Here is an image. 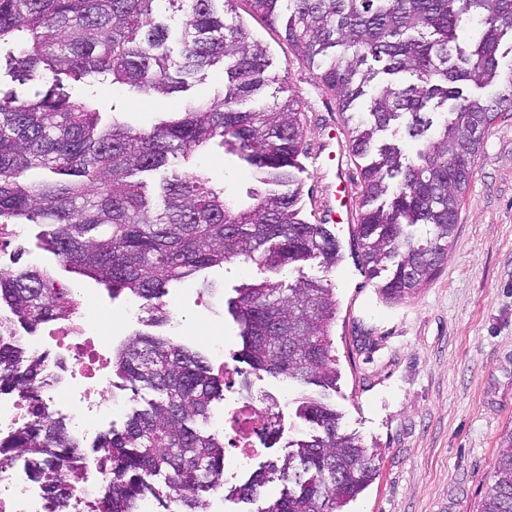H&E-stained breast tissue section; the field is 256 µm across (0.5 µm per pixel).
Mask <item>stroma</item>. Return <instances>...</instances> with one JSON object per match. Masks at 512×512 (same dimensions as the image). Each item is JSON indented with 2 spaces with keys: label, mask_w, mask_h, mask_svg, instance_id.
<instances>
[{
  "label": "stroma",
  "mask_w": 512,
  "mask_h": 512,
  "mask_svg": "<svg viewBox=\"0 0 512 512\" xmlns=\"http://www.w3.org/2000/svg\"><path fill=\"white\" fill-rule=\"evenodd\" d=\"M239 20L269 52L276 81L265 101L295 98L302 110L303 153L294 171L301 185L300 217L313 222L314 209L332 185L330 169L312 166L308 156L326 141L330 126L349 141L368 98L340 111L322 85L318 68L295 57L282 26L254 14L248 0H236ZM74 99L91 98L102 112L119 111L130 123L150 127L173 111L174 99L136 103L109 85L72 88ZM196 165L215 183L241 193L254 183L246 162L211 148ZM38 225L18 239H0V270L50 267L59 283L123 306L131 294H111L93 280L71 273L46 251ZM339 259L296 263L279 274L282 283L318 279L337 300L332 355L335 389L291 382L252 370L241 358L242 338L227 308L244 283L263 277L257 265L236 261L204 270L177 285L187 324L215 322L224 336V359L233 371L227 390L286 405L291 436L269 443L241 467L219 495L226 512H252L235 487L288 453L297 439L313 435L296 412L300 398L324 396L341 413L342 431L356 433L376 449L378 475L344 512H478L497 462L501 437L512 429V115L486 133L468 192L459 209L455 240L432 280L416 293L393 300L384 277L370 275L347 225L333 226ZM220 361V362H223ZM220 362L210 361V368Z\"/></svg>",
  "instance_id": "stroma-1"
}]
</instances>
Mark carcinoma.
Instances as JSON below:
<instances>
[{"label":"carcinoma","mask_w":512,"mask_h":512,"mask_svg":"<svg viewBox=\"0 0 512 512\" xmlns=\"http://www.w3.org/2000/svg\"><path fill=\"white\" fill-rule=\"evenodd\" d=\"M160 0H0V70L33 87L25 98L0 89V225L43 224L44 248L70 272L116 294L124 290L159 312L177 282L231 261L279 272L320 257L333 267L339 245L324 224L297 218L301 193L293 169L303 152L301 109L293 97L258 100L275 81L266 49L229 17L234 0H166L182 18L180 59L172 60ZM270 25L285 23L294 54L321 69L320 80L344 111L370 97L369 119L350 137L351 152L373 155L362 169L356 235L371 274L391 268L383 285L401 299L436 274L454 240L483 138L512 112V63L501 40L512 37V0H249ZM470 29L463 47L458 31ZM228 83L208 105L187 103L150 129L113 116L72 85L92 77L150 99L182 92L188 79L217 64ZM496 82L480 99L464 87ZM400 120L419 142L413 156L375 136ZM217 147L255 169L243 197L197 171L198 150ZM164 171L151 196L136 174ZM280 186L288 191L279 192ZM421 225L426 238H413ZM45 270L0 272V306L13 324L35 332L71 314L72 297ZM228 309L240 328L242 359L253 370L336 382L331 327L336 296L321 281L287 290L263 278L236 289ZM112 369L133 393L155 397L120 433L99 441L112 467L98 512H138L154 496L163 512H200L203 494L223 486L224 436L201 430L221 381L202 354L167 336L136 333L121 343ZM46 365L16 348L0 327V389L23 396ZM299 414L321 434L239 488L245 500L276 475L284 487L260 512H341L376 476L374 454L340 432L336 410L304 398ZM0 456H24L58 501L65 469L80 479L87 460L66 426L42 411L0 439ZM163 478L164 488L155 487ZM480 512H512V431L502 437L493 483Z\"/></svg>","instance_id":"obj_1"}]
</instances>
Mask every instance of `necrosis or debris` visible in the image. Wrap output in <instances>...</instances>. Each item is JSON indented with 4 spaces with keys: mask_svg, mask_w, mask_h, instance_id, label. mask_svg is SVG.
<instances>
[{
    "mask_svg": "<svg viewBox=\"0 0 512 512\" xmlns=\"http://www.w3.org/2000/svg\"><path fill=\"white\" fill-rule=\"evenodd\" d=\"M74 310L65 321L43 334L15 333L20 347L44 357L49 380L38 391L50 415L63 419L80 441L97 442L103 424L121 407L112 382V354L119 344V324L139 316L143 305L124 308L93 303L85 293L72 294ZM227 414H215L211 423L235 447L263 445L265 414L246 398L226 399ZM29 461L0 462V512H94L110 480L107 468L87 463L79 487L71 490L66 508H59L32 477Z\"/></svg>",
    "mask_w": 512,
    "mask_h": 512,
    "instance_id": "necrosis-or-debris-1",
    "label": "necrosis or debris"
}]
</instances>
